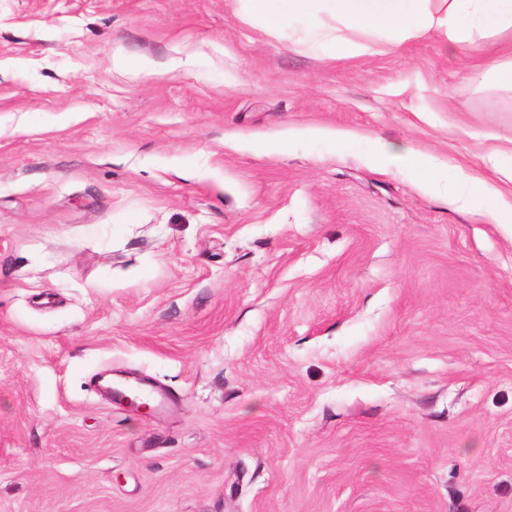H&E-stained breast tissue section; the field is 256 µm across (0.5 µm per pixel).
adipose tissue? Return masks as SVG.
<instances>
[{
  "label": "adipose tissue",
  "mask_w": 512,
  "mask_h": 512,
  "mask_svg": "<svg viewBox=\"0 0 512 512\" xmlns=\"http://www.w3.org/2000/svg\"><path fill=\"white\" fill-rule=\"evenodd\" d=\"M250 17L268 33L306 23L325 40L332 57L372 52L379 41L398 45L429 39L441 49L483 44L472 63L471 81L489 74L512 84V0H244Z\"/></svg>",
  "instance_id": "adipose-tissue-1"
}]
</instances>
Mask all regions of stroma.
<instances>
[{
	"instance_id": "stroma-1",
	"label": "stroma",
	"mask_w": 512,
	"mask_h": 512,
	"mask_svg": "<svg viewBox=\"0 0 512 512\" xmlns=\"http://www.w3.org/2000/svg\"><path fill=\"white\" fill-rule=\"evenodd\" d=\"M469 62L0 0V512H512V86Z\"/></svg>"
}]
</instances>
